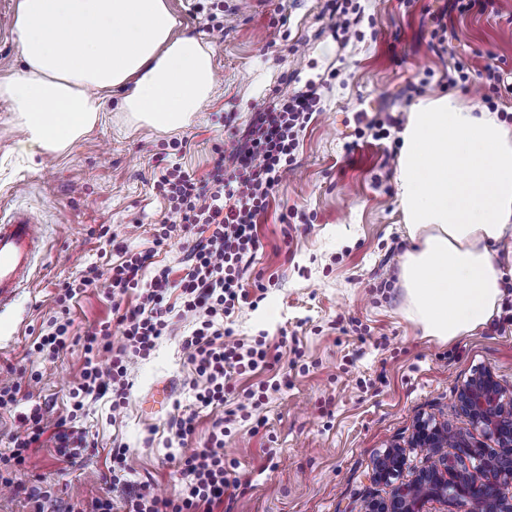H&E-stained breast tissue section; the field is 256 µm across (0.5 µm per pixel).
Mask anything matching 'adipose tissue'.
Instances as JSON below:
<instances>
[{
	"label": "adipose tissue",
	"instance_id": "adipose-tissue-1",
	"mask_svg": "<svg viewBox=\"0 0 512 512\" xmlns=\"http://www.w3.org/2000/svg\"><path fill=\"white\" fill-rule=\"evenodd\" d=\"M177 25L165 0H19L20 64L0 99L25 145L66 151L112 99L136 123L187 127L211 97L213 52ZM397 188L414 243L401 265L412 319L443 341L486 326L501 296L499 247L512 244V126L448 96L418 104Z\"/></svg>",
	"mask_w": 512,
	"mask_h": 512
}]
</instances>
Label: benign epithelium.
Listing matches in <instances>:
<instances>
[{
	"mask_svg": "<svg viewBox=\"0 0 512 512\" xmlns=\"http://www.w3.org/2000/svg\"><path fill=\"white\" fill-rule=\"evenodd\" d=\"M453 410L480 432L475 436L449 421L419 419L404 444H393L374 461L371 480L388 488L370 498L364 512H425L432 501L448 512H512V388L494 372L478 368L457 388ZM417 448L427 462L404 476L407 451Z\"/></svg>",
	"mask_w": 512,
	"mask_h": 512,
	"instance_id": "7a95c632",
	"label": "benign epithelium"
}]
</instances>
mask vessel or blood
Listing matches in <instances>:
<instances>
[{
  "label": "vessel or blood",
  "mask_w": 512,
  "mask_h": 512,
  "mask_svg": "<svg viewBox=\"0 0 512 512\" xmlns=\"http://www.w3.org/2000/svg\"><path fill=\"white\" fill-rule=\"evenodd\" d=\"M41 246L40 228L27 210L0 211V308L19 295Z\"/></svg>",
  "instance_id": "vessel-or-blood-1"
}]
</instances>
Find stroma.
I'll use <instances>...</instances> for the list:
<instances>
[{
    "mask_svg": "<svg viewBox=\"0 0 512 512\" xmlns=\"http://www.w3.org/2000/svg\"><path fill=\"white\" fill-rule=\"evenodd\" d=\"M165 2L178 33L214 50L213 95L189 127L161 132L109 109L66 152L33 156L0 100V207L29 209L43 230L28 286L0 313V383L20 384L22 397L18 410L0 413V452L32 402H49L51 420L68 414L84 338L112 318L103 288L88 289L71 305L73 342L52 361L33 349L57 309L60 284L99 264L100 227L110 226L132 251H152L156 265L183 268L185 245L154 244L162 224L176 218L154 187L159 166L177 161L205 176L226 127L246 129L263 102L313 82L321 110L260 220L262 247L244 273L257 306L243 308L233 325L236 338L265 341L276 359L234 376L224 409L235 410L258 382L272 378L282 388L224 438L231 484L224 512H360L365 498L386 493L369 478L375 457L408 436L419 415L449 414L455 387L474 369H491L512 388V275L504 276L498 312L485 328L448 342L425 335L406 313L400 280L411 242L390 157L395 144L356 142V130L363 118L407 119L424 97L480 102L485 87L448 88V74L455 58L479 70L491 53L512 74V0H495L482 14L449 13L453 58L440 53L429 19L448 0H352L360 11L358 34L349 39L335 33L330 0H223L220 31L208 20L219 8L212 0ZM425 78L431 90L415 94L413 85ZM293 207L309 223H283ZM259 279L266 291L257 290ZM191 330L177 322L130 367L120 419L112 417L111 396L88 403L78 423L93 443L90 455L69 466L55 458L49 439L31 448L14 475L21 491L0 492V512H33L25 492L36 487L52 488L65 504L104 495L121 504L124 485L106 480L110 452L120 444L138 478L173 496L179 473L168 421L176 405L193 401L195 372L181 352ZM162 387L167 398L152 405Z\"/></svg>",
    "mask_w": 512,
    "mask_h": 512,
    "instance_id": "obj_1",
    "label": "stroma"
}]
</instances>
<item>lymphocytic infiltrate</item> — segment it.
<instances>
[{
    "instance_id": "lymphocytic-infiltrate-1",
    "label": "lymphocytic infiltrate",
    "mask_w": 512,
    "mask_h": 512,
    "mask_svg": "<svg viewBox=\"0 0 512 512\" xmlns=\"http://www.w3.org/2000/svg\"><path fill=\"white\" fill-rule=\"evenodd\" d=\"M320 109V96L309 89L261 105L249 128L229 133L205 178L169 164L159 170L154 183L158 194L178 215L162 225L155 239L187 244V266L182 277L172 268L152 267L151 253L125 251L113 261L116 237L102 227L101 257L109 261L108 273L91 266L80 278L65 283L57 294L60 307L51 316L33 347L48 358L63 351L72 331L69 303L88 288L100 285L117 314L122 344L113 347L110 325L87 334L81 378L71 392V417H78L87 398L111 395L113 411H120L131 385L127 379L135 359L146 357L165 335L173 318L191 321L193 330L181 347L203 386L194 391V406L170 417L169 442L175 445L180 467V489L175 496L155 493L147 482L130 484L123 512H224V494L230 483L224 473V435L228 421L217 418L205 446L190 447L200 411L223 406L224 388L233 375L268 366L270 352L263 342L248 345L233 337L234 315L249 301L242 284L261 242L257 224L284 174L295 160L299 134ZM138 303L129 310L122 304L128 294ZM177 294L181 305L168 302ZM52 432L56 452L64 461L82 459L91 447L86 432L60 421L50 424L41 404L19 416V426L9 452L0 454V488L14 484L12 474L45 432Z\"/></svg>"
}]
</instances>
